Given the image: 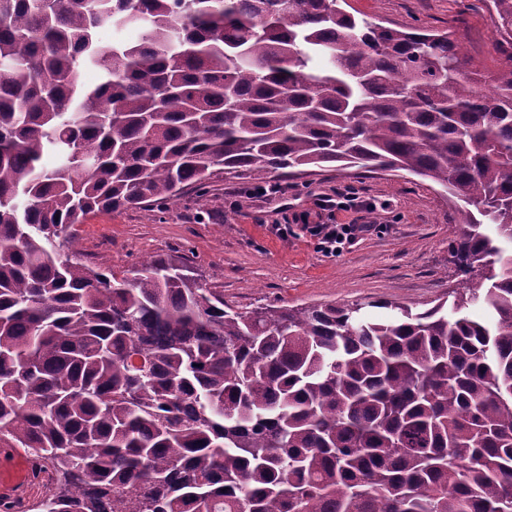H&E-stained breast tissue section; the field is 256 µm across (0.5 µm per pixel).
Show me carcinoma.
<instances>
[{
	"instance_id": "cac0c4a2",
	"label": "carcinoma",
	"mask_w": 512,
	"mask_h": 512,
	"mask_svg": "<svg viewBox=\"0 0 512 512\" xmlns=\"http://www.w3.org/2000/svg\"><path fill=\"white\" fill-rule=\"evenodd\" d=\"M346 5L0 0V447L51 473L33 512H512V63L487 90ZM353 167L463 205L451 310L238 312L182 256L75 249L221 175Z\"/></svg>"
}]
</instances>
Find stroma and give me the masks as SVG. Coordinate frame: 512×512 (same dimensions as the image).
Wrapping results in <instances>:
<instances>
[{
    "mask_svg": "<svg viewBox=\"0 0 512 512\" xmlns=\"http://www.w3.org/2000/svg\"><path fill=\"white\" fill-rule=\"evenodd\" d=\"M349 10L393 26L446 32L463 45L472 70L492 77L512 47L498 32L485 0H347ZM285 195L252 197L251 179H217L206 198L186 191L167 204L102 213L78 227L86 260L114 272L157 257L181 255L225 304L258 306L364 302L381 316V302L420 311L446 300L456 277L448 262L461 223L454 204L430 181L406 172L324 170L280 177ZM352 186L382 203L374 230L335 256L324 255L303 225L287 239L269 231L311 209L321 193Z\"/></svg>",
    "mask_w": 512,
    "mask_h": 512,
    "instance_id": "obj_1",
    "label": "stroma"
}]
</instances>
